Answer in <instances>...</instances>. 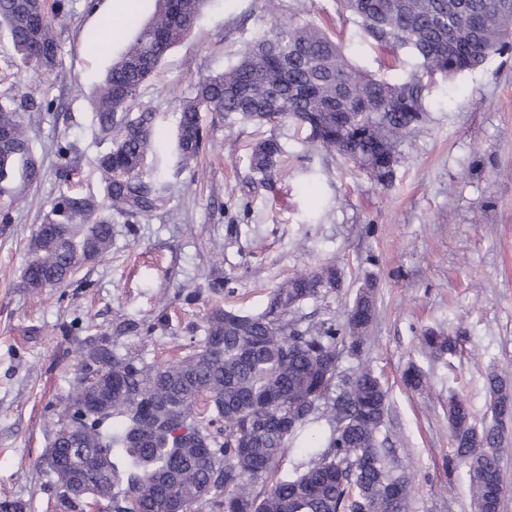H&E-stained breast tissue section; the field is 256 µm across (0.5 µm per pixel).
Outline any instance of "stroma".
Listing matches in <instances>:
<instances>
[{"label":"stroma","mask_w":512,"mask_h":512,"mask_svg":"<svg viewBox=\"0 0 512 512\" xmlns=\"http://www.w3.org/2000/svg\"><path fill=\"white\" fill-rule=\"evenodd\" d=\"M106 0H64L53 22L62 72L22 65L0 26V99L32 93L22 109L37 181L16 177L17 201L0 224V501L23 512H66L61 490L40 461L75 380L77 342L110 334L117 351L163 362L200 339L211 309L265 311L288 277L333 262L340 291L303 303V319H344L366 276L378 283L370 347L342 353L341 370L370 365L389 389L383 430L411 481L409 512H473L464 465L454 461L448 398L465 397L472 422L492 425L485 381H512V52L483 69L435 79L429 122L400 148L391 186L351 161L306 142L291 122L276 126L286 153L268 179L249 168L262 131L204 113L205 145L194 168L178 171L174 151L179 104L200 76L223 71L267 25L263 0H211L192 32L176 44L133 105L156 114L158 169L171 189L165 207L129 220L112 218V247L84 267L77 283L33 292L22 276L32 237L62 186L103 199L98 159L112 146L95 116L96 87L124 46L94 21ZM322 28L370 69L389 61L336 0H307ZM54 108L40 110V100ZM72 145L69 180L59 175L57 144ZM230 282L212 294V275ZM192 285L197 300L183 301ZM155 325L153 336L138 331ZM455 337V352L437 358L421 336ZM422 389L403 381L409 365Z\"/></svg>","instance_id":"35a3bbf8"}]
</instances>
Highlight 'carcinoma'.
Listing matches in <instances>:
<instances>
[{
  "label": "carcinoma",
  "mask_w": 512,
  "mask_h": 512,
  "mask_svg": "<svg viewBox=\"0 0 512 512\" xmlns=\"http://www.w3.org/2000/svg\"><path fill=\"white\" fill-rule=\"evenodd\" d=\"M148 20L135 23L96 96V117L112 147L99 159L107 204L62 192L32 238L23 273L31 291L68 285L109 252L112 214L139 217L163 207L169 183L146 170L153 152L155 114L132 102L166 53L200 18L208 0H153ZM379 48L415 61L399 77L354 65L339 43L305 18L296 0L288 22L279 0H265L271 18L224 72L198 80L179 105L178 171L193 168L205 143L202 113L228 121L275 126L292 121L306 140L355 162L382 185L393 181L400 144L428 119L427 83L476 70L512 49V0H338ZM30 19L26 0H0V23L11 32L22 62L47 72L61 65L44 4ZM285 149L275 134L258 141L251 171L269 176ZM39 178L18 108L0 102V196L17 165ZM342 288L333 263L301 271L274 290L258 316L221 307L207 318L205 336L189 353L146 363L117 353L105 335L76 347L80 374L53 440L62 457H76L84 477L112 490V512H191L205 501L213 512H408L411 486L387 461L380 439L389 394L368 366L345 375L336 358L361 355L370 342L376 281L365 278L341 324H303L300 305ZM432 352L456 348L433 330L421 337ZM112 385L99 406L74 410L91 393L84 385ZM494 416L512 414V387L487 378ZM325 419L328 434L309 442L311 458L292 475H276L290 441ZM455 458L467 468L475 512L491 508V483L500 477L501 432L477 429L467 400L448 407ZM124 462L118 466L117 460Z\"/></svg>",
  "instance_id": "carcinoma-1"
}]
</instances>
